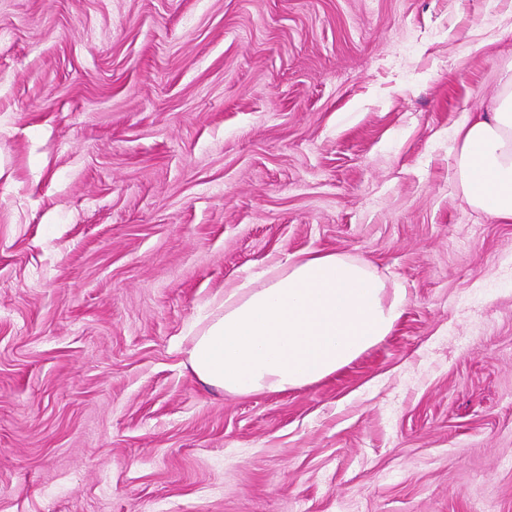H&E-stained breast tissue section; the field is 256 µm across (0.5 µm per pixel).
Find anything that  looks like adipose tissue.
Wrapping results in <instances>:
<instances>
[{
	"label": "adipose tissue",
	"instance_id": "obj_1",
	"mask_svg": "<svg viewBox=\"0 0 512 512\" xmlns=\"http://www.w3.org/2000/svg\"><path fill=\"white\" fill-rule=\"evenodd\" d=\"M457 182L469 207L512 223V74L486 110L455 127ZM403 300L368 262L335 252L288 258L262 282L231 288L186 351L202 384L231 395L318 383L393 332Z\"/></svg>",
	"mask_w": 512,
	"mask_h": 512
}]
</instances>
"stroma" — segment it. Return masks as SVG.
Here are the masks:
<instances>
[{
    "label": "stroma",
    "instance_id": "stroma-1",
    "mask_svg": "<svg viewBox=\"0 0 512 512\" xmlns=\"http://www.w3.org/2000/svg\"><path fill=\"white\" fill-rule=\"evenodd\" d=\"M512 0H0V512H512V223L453 131ZM370 262L393 333L200 384L213 299Z\"/></svg>",
    "mask_w": 512,
    "mask_h": 512
}]
</instances>
